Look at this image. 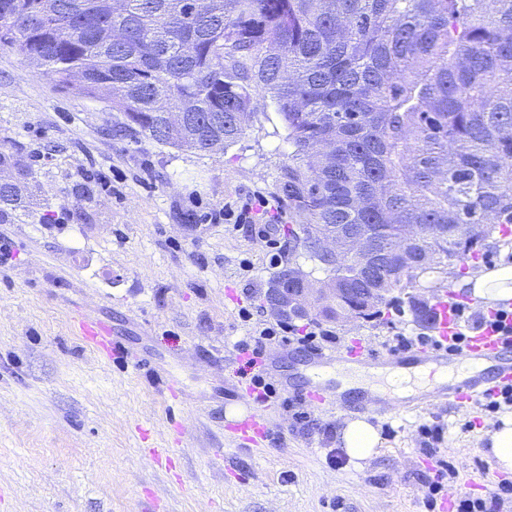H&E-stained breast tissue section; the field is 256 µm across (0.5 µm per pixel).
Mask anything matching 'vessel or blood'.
Returning a JSON list of instances; mask_svg holds the SVG:
<instances>
[{
    "mask_svg": "<svg viewBox=\"0 0 512 512\" xmlns=\"http://www.w3.org/2000/svg\"><path fill=\"white\" fill-rule=\"evenodd\" d=\"M457 302L456 296L445 295L434 305L431 322L433 331L440 340L439 346L411 348L391 357H376L372 360L373 365L397 367L431 363L439 368L447 367L453 357L449 346L459 332L454 315V306ZM75 325L85 343L111 356L118 353L116 341L111 338L107 327L101 322L82 316L76 319ZM461 355L469 360L490 363V373L476 372L455 383L436 387L423 398L415 400V407L430 405L438 399L456 406L474 402L488 396L492 382H512V343H506L494 329L486 328L467 336Z\"/></svg>",
    "mask_w": 512,
    "mask_h": 512,
    "instance_id": "1",
    "label": "vessel or blood"
}]
</instances>
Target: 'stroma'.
<instances>
[{
	"label": "stroma",
	"mask_w": 512,
	"mask_h": 512,
	"mask_svg": "<svg viewBox=\"0 0 512 512\" xmlns=\"http://www.w3.org/2000/svg\"><path fill=\"white\" fill-rule=\"evenodd\" d=\"M124 121L0 51V145L35 193L29 215L0 223L13 258L0 266V512H451L452 498L512 484L475 445L499 420L477 404L437 400L422 413L371 417L378 454L329 464L338 430L360 412L337 400L330 369L313 370L314 351L296 344L266 345L277 394L255 407L239 341L274 323L265 298L284 261L325 278L286 231L287 131L266 96L222 151H182L131 129L113 137ZM254 194L279 210L268 232L280 253L249 225L198 221ZM478 250L477 263L430 266L370 317L298 322L333 330L337 347L386 356L397 332L431 331L424 310L475 265L512 264V224L496 225ZM82 312L111 330L120 356L102 359L82 342L73 326ZM253 407L267 434L243 445L229 412ZM297 411L309 422H296ZM423 424L443 426L438 454L456 473L451 497L432 511Z\"/></svg>",
	"instance_id": "stroma-1"
}]
</instances>
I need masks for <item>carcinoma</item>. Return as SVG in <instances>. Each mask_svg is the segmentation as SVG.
Here are the masks:
<instances>
[{"instance_id":"cac0c4a2","label":"carcinoma","mask_w":512,"mask_h":512,"mask_svg":"<svg viewBox=\"0 0 512 512\" xmlns=\"http://www.w3.org/2000/svg\"><path fill=\"white\" fill-rule=\"evenodd\" d=\"M113 3L0 0V51L61 86L80 74L129 128L180 150L229 147L239 116L270 97L293 148L288 233L336 287L389 293L512 224V0ZM29 207L20 171L0 187V222ZM340 226L383 253L373 277L315 249ZM350 309L346 298L322 314Z\"/></svg>"}]
</instances>
